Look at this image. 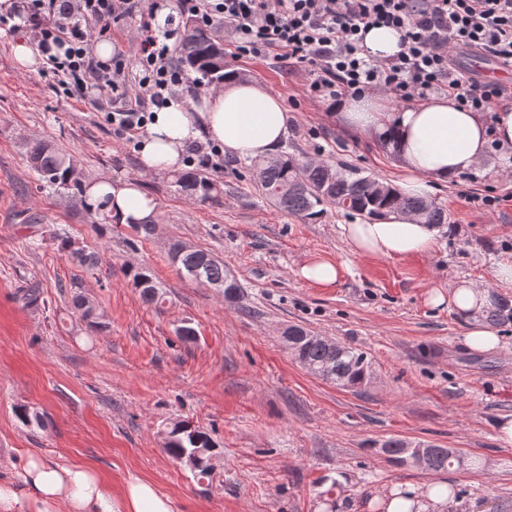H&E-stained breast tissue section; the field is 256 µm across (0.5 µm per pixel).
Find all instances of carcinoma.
Here are the masks:
<instances>
[{
    "label": "carcinoma",
    "mask_w": 512,
    "mask_h": 512,
    "mask_svg": "<svg viewBox=\"0 0 512 512\" xmlns=\"http://www.w3.org/2000/svg\"><path fill=\"white\" fill-rule=\"evenodd\" d=\"M179 64L199 80L221 84L225 77L223 43L196 20L188 18L183 24ZM27 159L42 184L79 195L85 192L86 186L70 158L54 145L41 141L30 144ZM173 184L176 192L189 199H213L218 192L215 183L194 172L175 176ZM257 185L280 208L305 218L321 215L327 205H339L363 219L387 216L395 209L402 212L422 209L423 223L437 228L450 224L448 212L434 203L427 204L424 198L402 197L394 188L382 192L385 182L375 175H364L346 165L300 159L286 152L270 158L260 168ZM169 253L179 274L211 288L224 285L228 279L233 287L224 289V300L231 302L238 296L240 285L237 280L229 278L224 264L207 251L175 241ZM127 276L147 304L159 306L164 302L163 285L148 269H130ZM72 303L90 330L106 327L104 314L88 305L83 296H73ZM481 316L492 326L512 323V300L490 292ZM288 346L295 360L305 369L338 387L358 388L367 384L370 378V366L363 353L338 342L326 341L301 326L288 327ZM164 450L175 460L188 465L198 479L210 476L215 445L208 433L185 421L174 422L166 431ZM381 450L395 463L404 465L411 444L392 438L381 445ZM456 464L463 465V458L455 450L428 445L421 468L441 473Z\"/></svg>",
    "instance_id": "cac0c4a2"
}]
</instances>
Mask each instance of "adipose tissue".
<instances>
[{
  "label": "adipose tissue",
  "instance_id": "obj_1",
  "mask_svg": "<svg viewBox=\"0 0 512 512\" xmlns=\"http://www.w3.org/2000/svg\"><path fill=\"white\" fill-rule=\"evenodd\" d=\"M335 110L350 132L373 136L397 157L402 175L396 189L403 196H428L461 174L477 171L490 139L512 148V106L499 107L490 121L440 94L400 108L383 95L349 96ZM288 124L276 95L231 72L220 89L202 95L199 106L189 110L172 104L154 111L140 164L148 172L178 170L187 146L203 135L226 155L260 162L282 145ZM85 203L106 207L115 222L128 225L149 222L156 212L153 197L134 178L91 183ZM344 232L354 252L371 258L428 253L436 236L434 227L400 212L353 222ZM487 296L486 287L463 281L448 294L431 289L426 301L465 317L467 345L488 351L498 348L500 339L478 317ZM0 512H173V505L150 482L131 479L116 499L111 484L93 467L31 456L20 479H0Z\"/></svg>",
  "mask_w": 512,
  "mask_h": 512
}]
</instances>
